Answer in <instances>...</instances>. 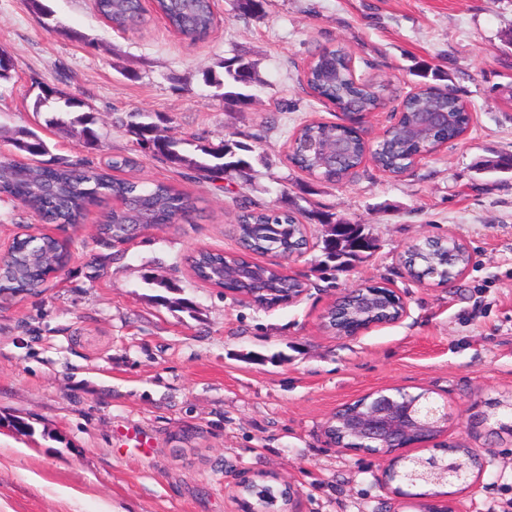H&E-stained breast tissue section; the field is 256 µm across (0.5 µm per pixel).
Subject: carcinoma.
<instances>
[{"label": "carcinoma", "mask_w": 512, "mask_h": 512, "mask_svg": "<svg viewBox=\"0 0 512 512\" xmlns=\"http://www.w3.org/2000/svg\"><path fill=\"white\" fill-rule=\"evenodd\" d=\"M152 10L165 19L170 31L180 34L192 43L203 42L217 25L213 0H153ZM95 9L107 23H116L127 30L136 25L145 12L141 0H95ZM304 79L310 92L319 99L338 108L353 106L370 112L380 105V92L375 87L359 83L352 77L348 53L341 47L321 49L311 59ZM254 82V67L249 62L233 59L224 62V79H214L212 84L225 89L221 97L226 101L245 104L250 96L240 88ZM433 86L425 83L418 91L402 102L398 125L387 130L377 150L367 154L363 141L343 126L333 122L306 123L292 134L298 142L319 141L332 145L341 142L345 151L334 166H327L321 158L310 152H295L290 160L308 175L326 181H340L357 172L371 161L378 169L393 175L402 172L408 156L426 147H437L444 141L464 135L468 118L455 94L441 90L431 93ZM55 103L58 115L48 124L81 126L83 147L96 150L98 135L89 127L92 120L78 113L83 102L57 88L43 86L33 105L38 113L41 108ZM433 109L448 112L452 121L448 129L419 136L412 134L419 120V113ZM141 146L150 145L152 152L165 157L171 164L187 166L204 175L221 173L225 176H242L251 169V147L241 141L225 140L218 147L205 144L200 135L192 139H176L156 122H134L129 125ZM14 154L28 160L24 165H0V196L19 201L33 210L48 224L60 226L80 223L89 207L107 199L116 200L113 208L99 227L100 238L108 243L124 234L132 224H176L190 215L192 205L185 192L165 182L144 183L134 177L119 173L133 171L137 160L130 156L112 157L96 165L89 160L68 162L56 159L51 162L36 161L49 153L45 140L34 131H20L11 140ZM240 239L251 254L288 252L303 254L309 240L306 225L300 223L290 211L269 207H242L237 217ZM372 248L370 239L356 224H340L338 237L322 239V251L330 262L343 268L360 254ZM15 273L0 278V291L29 292L42 287L50 274L63 268L69 259L65 244L51 236L17 239L11 245ZM471 263L467 247L453 238L420 242L403 256L407 274L415 279H426L448 274V278L462 273ZM241 260L237 255H224L207 249L197 251L189 258L194 276L216 288L224 287V274L240 271ZM262 275L273 282L279 299L286 300L302 294L306 284L298 279H288L269 267L260 269ZM364 297H355L346 305V311L336 323L333 332H343L353 320L392 321L399 317V306L389 298L384 304L368 312L363 308ZM357 404L344 408L341 417L331 424L330 435L341 447L351 442L348 423L356 415ZM245 496L258 505L285 512L288 491L265 482L249 481Z\"/></svg>", "instance_id": "cac0c4a2"}]
</instances>
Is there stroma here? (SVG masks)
<instances>
[{
	"label": "stroma",
	"instance_id": "stroma-1",
	"mask_svg": "<svg viewBox=\"0 0 512 512\" xmlns=\"http://www.w3.org/2000/svg\"><path fill=\"white\" fill-rule=\"evenodd\" d=\"M43 2L51 17L0 0V48L15 63L0 82V156L23 129L72 162L133 155L140 178L177 185L197 213L118 251L97 241L105 207L63 228L0 200V252L42 234L71 251L40 291L0 294V512H242L243 475L294 486V512H422L421 499L383 485L388 456L325 434L336 409L392 388L447 405L442 443L481 458L472 486L451 496L454 512H506L512 434L476 417L512 395V171L477 167L512 154V0H267L258 15L214 0L217 29L195 45L150 11L118 33L94 0ZM337 44L384 95L367 137L392 123L427 68L433 86L467 103V133L399 177L368 164L326 182L294 167V129L340 117L303 82L312 55ZM236 58L257 79L244 106L208 82ZM43 85L84 102L101 149L34 112ZM138 112L179 137L251 145L247 177L206 178L141 150L127 130ZM250 202L299 211L310 231L308 252L289 264L307 284L295 303H239L185 263L201 247L238 251L233 226ZM316 212L361 225L371 251L324 266ZM423 235L460 240L471 264L448 283L413 280L401 254ZM376 282L402 295L399 321L354 337L323 330L337 297ZM14 416L32 434L8 427Z\"/></svg>",
	"mask_w": 512,
	"mask_h": 512
}]
</instances>
